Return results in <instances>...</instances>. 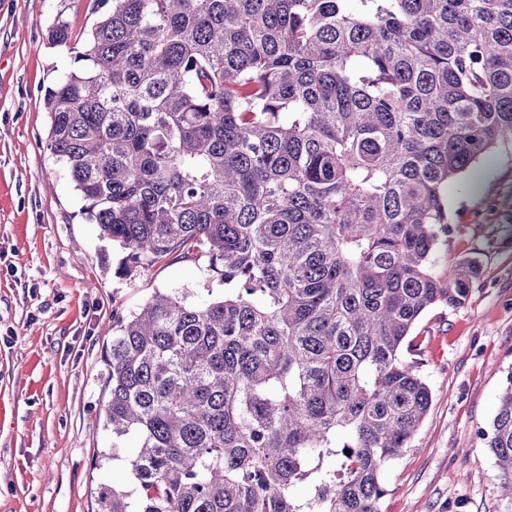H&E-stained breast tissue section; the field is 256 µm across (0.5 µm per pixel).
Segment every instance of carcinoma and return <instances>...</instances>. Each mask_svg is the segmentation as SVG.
Listing matches in <instances>:
<instances>
[{
  "mask_svg": "<svg viewBox=\"0 0 512 512\" xmlns=\"http://www.w3.org/2000/svg\"><path fill=\"white\" fill-rule=\"evenodd\" d=\"M79 60L49 147L121 272L224 288L113 318L95 465L136 447L97 512H381L432 402L404 342L481 273L436 252L512 145V0H112ZM480 438L512 512V372Z\"/></svg>",
  "mask_w": 512,
  "mask_h": 512,
  "instance_id": "obj_1",
  "label": "carcinoma"
}]
</instances>
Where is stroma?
Wrapping results in <instances>:
<instances>
[{
    "label": "stroma",
    "mask_w": 512,
    "mask_h": 512,
    "mask_svg": "<svg viewBox=\"0 0 512 512\" xmlns=\"http://www.w3.org/2000/svg\"><path fill=\"white\" fill-rule=\"evenodd\" d=\"M99 0H0V512H96L100 486L125 485L110 447L103 356L113 314L154 290L208 295L193 263L173 261L126 279L122 252L99 237L66 167L47 148V90L77 68L103 14ZM65 21L74 38L51 46ZM455 231L437 270L477 258L466 304L436 307L411 338L430 409L410 448L388 462L381 512H503L498 469L478 438L512 370V148L494 150L448 194Z\"/></svg>",
    "instance_id": "35a3bbf8"
}]
</instances>
